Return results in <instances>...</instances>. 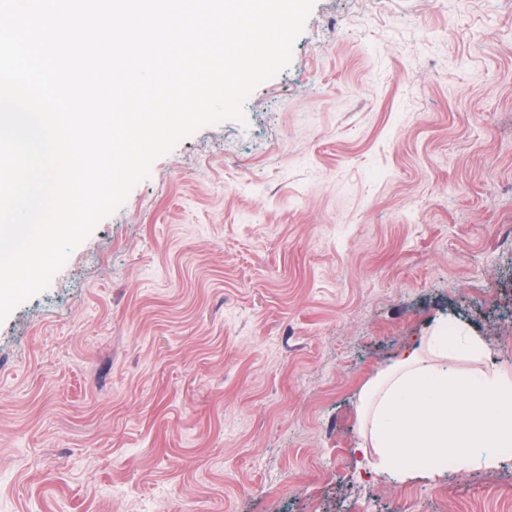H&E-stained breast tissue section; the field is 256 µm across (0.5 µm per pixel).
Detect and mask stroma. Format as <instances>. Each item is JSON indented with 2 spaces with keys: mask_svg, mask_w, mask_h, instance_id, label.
Wrapping results in <instances>:
<instances>
[{
  "mask_svg": "<svg viewBox=\"0 0 512 512\" xmlns=\"http://www.w3.org/2000/svg\"><path fill=\"white\" fill-rule=\"evenodd\" d=\"M243 109L0 322V512H512L356 451L437 318L512 371V0H314Z\"/></svg>",
  "mask_w": 512,
  "mask_h": 512,
  "instance_id": "35a3bbf8",
  "label": "stroma"
}]
</instances>
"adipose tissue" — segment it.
<instances>
[{
    "label": "adipose tissue",
    "instance_id": "adipose-tissue-1",
    "mask_svg": "<svg viewBox=\"0 0 512 512\" xmlns=\"http://www.w3.org/2000/svg\"><path fill=\"white\" fill-rule=\"evenodd\" d=\"M484 354L481 336L443 317L366 386L358 451L371 470L436 479L499 464L512 450V374L457 366Z\"/></svg>",
    "mask_w": 512,
    "mask_h": 512
}]
</instances>
